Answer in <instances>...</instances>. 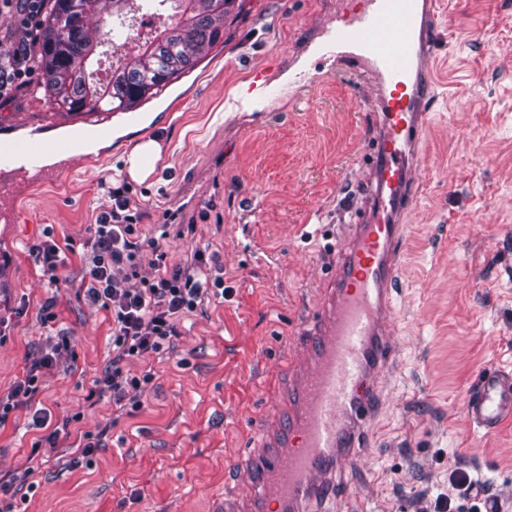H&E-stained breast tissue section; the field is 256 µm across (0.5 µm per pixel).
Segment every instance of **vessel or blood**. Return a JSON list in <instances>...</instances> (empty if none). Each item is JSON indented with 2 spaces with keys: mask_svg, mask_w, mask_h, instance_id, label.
I'll list each match as a JSON object with an SVG mask.
<instances>
[{
  "mask_svg": "<svg viewBox=\"0 0 512 512\" xmlns=\"http://www.w3.org/2000/svg\"><path fill=\"white\" fill-rule=\"evenodd\" d=\"M438 6L367 0L358 17L329 36L327 56L352 52L378 87L369 194L337 252L322 304L302 322L288 383L275 387L282 414L265 425L260 451L242 462L254 495L225 500L224 512H308L333 497L336 475L367 451L374 394L395 354L394 287L431 93L426 72L440 42L429 24ZM82 139L79 127L61 145L1 139L0 202L16 197L17 175L44 178L45 154ZM464 413L487 433L512 420V370L480 371Z\"/></svg>",
  "mask_w": 512,
  "mask_h": 512,
  "instance_id": "1",
  "label": "vessel or blood"
}]
</instances>
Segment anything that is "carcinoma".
Here are the masks:
<instances>
[{"mask_svg": "<svg viewBox=\"0 0 512 512\" xmlns=\"http://www.w3.org/2000/svg\"><path fill=\"white\" fill-rule=\"evenodd\" d=\"M132 0H44L43 29L37 55L48 99L62 112H114L152 98L193 70L203 53L224 43V13L212 0H146L153 14L169 7L163 29L144 38L134 55L121 54L131 40L132 19L124 12ZM115 18L102 31L91 19ZM114 61L106 77L86 65L97 47Z\"/></svg>", "mask_w": 512, "mask_h": 512, "instance_id": "carcinoma-1", "label": "carcinoma"}]
</instances>
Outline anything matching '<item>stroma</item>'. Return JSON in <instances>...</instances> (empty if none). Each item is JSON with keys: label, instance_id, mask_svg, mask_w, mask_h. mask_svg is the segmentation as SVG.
<instances>
[{"label": "stroma", "instance_id": "1", "mask_svg": "<svg viewBox=\"0 0 512 512\" xmlns=\"http://www.w3.org/2000/svg\"><path fill=\"white\" fill-rule=\"evenodd\" d=\"M362 0H235L225 43L141 105L139 123L115 116L110 145L78 148L47 180L11 201L21 221L0 222V394L57 337L71 352L45 371L37 405L19 402L0 425V475L37 488L21 512H212L251 493L237 460L276 406L267 372L289 354L302 318L322 302L327 274L367 197L378 110L373 83L352 58L324 59L330 28ZM451 32L431 63L416 199L407 217L397 305L396 356L379 389L368 454L339 481L329 512H419L449 492L457 463L477 471L512 512V424L488 435L463 407L479 371L512 367V0H443ZM264 68V93L249 92ZM30 83L0 101V136L51 111ZM161 147L154 172L131 182L142 239L175 214L168 266L192 250L217 252L230 293L186 318L165 353L132 362L156 380L142 409L89 405L93 378L112 355V319L78 302V256L58 283L35 249L47 237H88L110 201L100 180L126 172L139 142ZM54 303L56 318L40 319ZM70 420L73 436L101 437L92 466L68 465V441L41 451L29 473L30 423Z\"/></svg>", "mask_w": 512, "mask_h": 512}]
</instances>
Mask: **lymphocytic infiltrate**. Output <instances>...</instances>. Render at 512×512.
<instances>
[{"mask_svg": "<svg viewBox=\"0 0 512 512\" xmlns=\"http://www.w3.org/2000/svg\"><path fill=\"white\" fill-rule=\"evenodd\" d=\"M43 0H0V15L8 21L1 25L0 36V100L9 98L32 77L34 51L38 44ZM20 20L31 35L24 40L12 33L13 20ZM99 189L110 201V207L95 219L90 236L83 243L80 259L83 282L80 297L89 304L108 311L112 316V356L103 373L96 377L86 396L97 404L109 400L116 409H138L144 404L143 394L155 379L153 369L131 372V361L159 354L169 349L179 336V325L188 314L207 302L224 296V273L212 270L206 253L195 250L186 265L168 268L159 240L150 247L156 254L155 274L147 278L140 273L139 245L135 239L136 201L127 182L112 185L101 180ZM68 338H60L49 352L34 359L12 391L0 397V424L14 409L16 401L34 399L40 391L41 372L50 368L57 355L70 352ZM448 481L457 490L456 497L437 496L427 504V512H452L453 499L469 503L472 512H501L502 504L489 487L466 467L453 466Z\"/></svg>", "mask_w": 512, "mask_h": 512, "instance_id": "lymphocytic-infiltrate-1", "label": "lymphocytic infiltrate"}]
</instances>
